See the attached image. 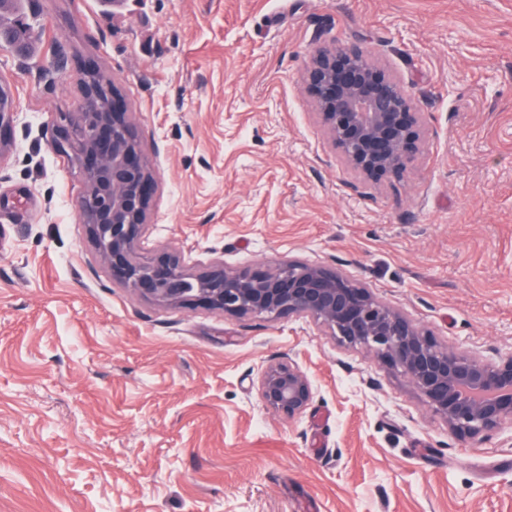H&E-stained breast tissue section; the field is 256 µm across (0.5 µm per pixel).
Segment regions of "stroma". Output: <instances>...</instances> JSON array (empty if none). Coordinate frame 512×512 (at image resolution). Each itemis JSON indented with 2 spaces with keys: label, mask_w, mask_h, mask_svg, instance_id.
<instances>
[{
  "label": "stroma",
  "mask_w": 512,
  "mask_h": 512,
  "mask_svg": "<svg viewBox=\"0 0 512 512\" xmlns=\"http://www.w3.org/2000/svg\"><path fill=\"white\" fill-rule=\"evenodd\" d=\"M20 120L0 160V512H512V425L464 443L401 373L307 317L112 287L52 147L78 57L119 87L160 187L145 245L239 269L333 263L440 342L512 355V0H21L0 28ZM363 48L415 95L404 175L362 184L301 75ZM314 386L293 421L265 366ZM257 391L268 409L288 420L301 417L314 395L310 378L290 358L268 365L257 379Z\"/></svg>",
  "instance_id": "obj_1"
}]
</instances>
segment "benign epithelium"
<instances>
[{
    "label": "benign epithelium",
    "instance_id": "1",
    "mask_svg": "<svg viewBox=\"0 0 512 512\" xmlns=\"http://www.w3.org/2000/svg\"><path fill=\"white\" fill-rule=\"evenodd\" d=\"M78 111L63 113L52 145L75 166L76 206L112 286L154 304L271 319L309 317L350 346L369 349L405 374L426 405L462 441L512 424V356L488 361L442 344L340 268L284 257L232 271L221 256L199 268L181 249L144 250L158 175L120 89L101 78L92 55L76 61ZM304 89L342 160L366 183L399 178L416 154L419 108L399 79L359 46L315 48ZM19 119L10 86L0 84V156ZM263 404L288 420L313 400L308 375L291 359L257 379Z\"/></svg>",
    "mask_w": 512,
    "mask_h": 512
}]
</instances>
